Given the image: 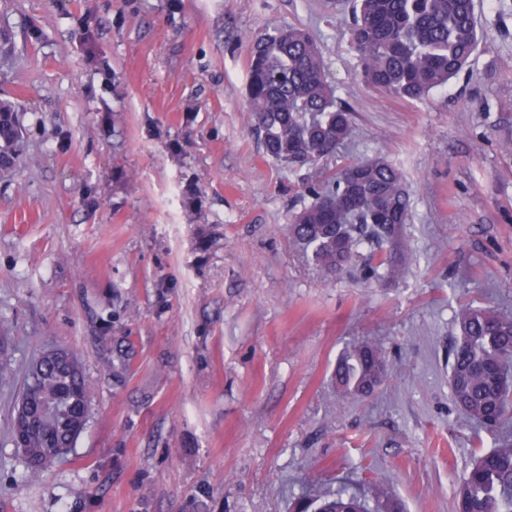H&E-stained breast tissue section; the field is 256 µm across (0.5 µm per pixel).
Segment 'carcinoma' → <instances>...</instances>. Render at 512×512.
I'll use <instances>...</instances> for the list:
<instances>
[{"label": "carcinoma", "instance_id": "carcinoma-1", "mask_svg": "<svg viewBox=\"0 0 512 512\" xmlns=\"http://www.w3.org/2000/svg\"><path fill=\"white\" fill-rule=\"evenodd\" d=\"M352 45L360 74L391 95L420 101L448 86L476 51L474 0H354ZM247 103L266 155L303 167L336 156L352 132L350 111L335 97L324 60L309 33L290 26L258 38L249 63ZM19 135L0 124V159L13 162ZM310 201L292 214L289 234L311 262L340 276L362 259L366 282H392L406 261L404 230L412 206L400 170L382 156L343 166L336 177L308 189ZM370 249L365 256L361 249ZM460 331L448 354L452 399L462 415L498 436L454 488L455 512H512V316L463 306ZM382 350L361 344L336 361V386L366 398L386 377ZM20 400L31 421L22 457L39 478L58 448L72 449L89 418L90 394L83 370L46 360L28 370ZM300 512H404L383 481L370 499L343 490L307 500Z\"/></svg>", "mask_w": 512, "mask_h": 512}]
</instances>
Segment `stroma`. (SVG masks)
<instances>
[{
  "mask_svg": "<svg viewBox=\"0 0 512 512\" xmlns=\"http://www.w3.org/2000/svg\"><path fill=\"white\" fill-rule=\"evenodd\" d=\"M410 102L367 84L352 0H0V100L22 131L0 169V512H297L384 479L406 512H455L494 445L455 407L460 306L512 315V0ZM317 43L353 133L336 160L268 157L246 102L253 44ZM376 155L413 219L387 285L331 277L288 235L305 186ZM383 350L370 397L337 357ZM60 346L91 391L77 457L31 479L11 443L30 361ZM388 359L379 348L353 345L336 361V386L356 398H366L386 377Z\"/></svg>",
  "mask_w": 512,
  "mask_h": 512,
  "instance_id": "stroma-1",
  "label": "stroma"
}]
</instances>
